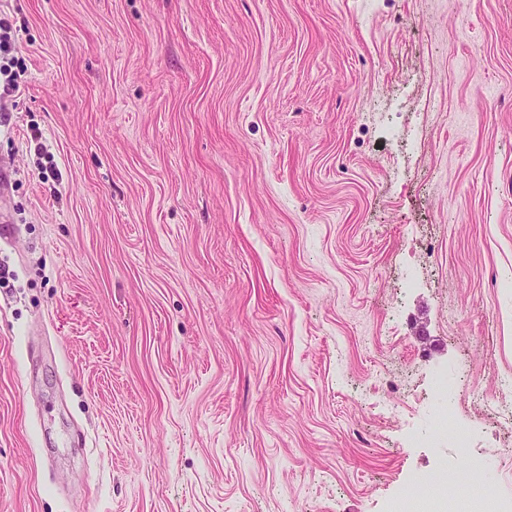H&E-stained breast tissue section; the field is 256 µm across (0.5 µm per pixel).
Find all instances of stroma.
<instances>
[{
	"label": "stroma",
	"instance_id": "stroma-1",
	"mask_svg": "<svg viewBox=\"0 0 512 512\" xmlns=\"http://www.w3.org/2000/svg\"><path fill=\"white\" fill-rule=\"evenodd\" d=\"M0 9V512H393L457 464L408 428L434 367L512 377V0Z\"/></svg>",
	"mask_w": 512,
	"mask_h": 512
}]
</instances>
